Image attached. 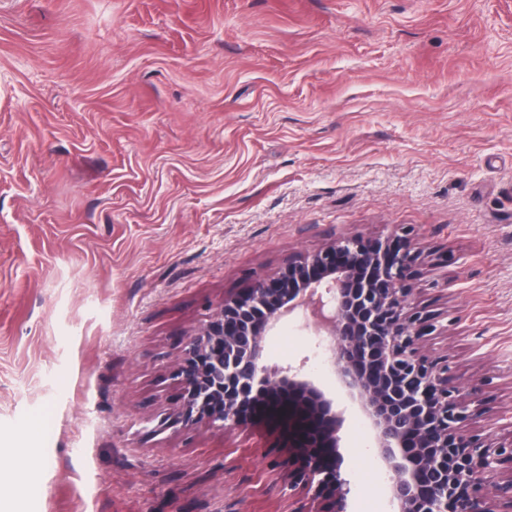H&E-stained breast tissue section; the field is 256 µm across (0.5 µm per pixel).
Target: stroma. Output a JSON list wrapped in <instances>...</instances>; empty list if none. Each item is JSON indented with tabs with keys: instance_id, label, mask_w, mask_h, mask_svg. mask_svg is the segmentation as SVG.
Returning a JSON list of instances; mask_svg holds the SVG:
<instances>
[{
	"instance_id": "1",
	"label": "stroma",
	"mask_w": 512,
	"mask_h": 512,
	"mask_svg": "<svg viewBox=\"0 0 512 512\" xmlns=\"http://www.w3.org/2000/svg\"><path fill=\"white\" fill-rule=\"evenodd\" d=\"M406 230L426 354L512 440V0H0V512H301L268 428L185 425L171 367L254 278ZM315 342L283 317L267 360L335 390Z\"/></svg>"
}]
</instances>
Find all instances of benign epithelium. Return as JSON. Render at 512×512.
Instances as JSON below:
<instances>
[{
  "instance_id": "benign-epithelium-1",
  "label": "benign epithelium",
  "mask_w": 512,
  "mask_h": 512,
  "mask_svg": "<svg viewBox=\"0 0 512 512\" xmlns=\"http://www.w3.org/2000/svg\"><path fill=\"white\" fill-rule=\"evenodd\" d=\"M423 263L424 252L406 239L354 235L254 280L187 338L174 367L177 418L232 431L243 408L266 396L259 418L288 449L274 463L288 472V486L314 490V512H349L344 411L305 374L307 361L265 360L267 329L303 308L318 322L317 355L373 426L392 512H512V473L495 496L483 491L512 466V441L467 434L469 393L448 377L447 361L423 353L434 324L409 303Z\"/></svg>"
}]
</instances>
